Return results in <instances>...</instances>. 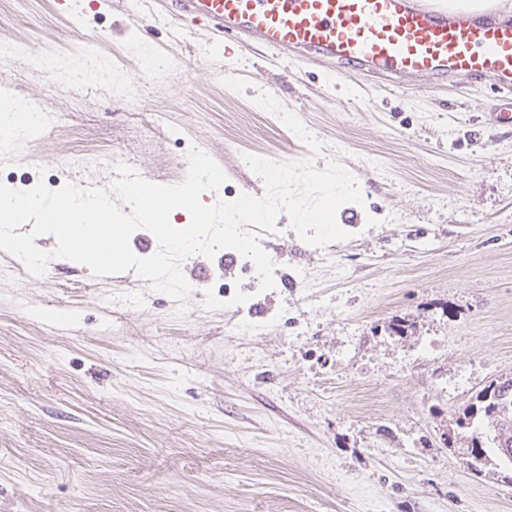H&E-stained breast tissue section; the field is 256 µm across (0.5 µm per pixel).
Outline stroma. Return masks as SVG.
Segmentation results:
<instances>
[{"mask_svg":"<svg viewBox=\"0 0 512 512\" xmlns=\"http://www.w3.org/2000/svg\"><path fill=\"white\" fill-rule=\"evenodd\" d=\"M0 0V90L51 118L0 152L10 187L110 188L116 164L265 194L244 154L342 164L362 204L335 263L279 214L283 285L181 270L186 311L138 275L0 253V512H512V464L469 468L441 433L512 374V129L493 80L400 87L227 50L140 0ZM263 92L324 148L255 105ZM204 278H195L198 267ZM259 333L241 335L242 319ZM436 347L420 348L427 340Z\"/></svg>","mask_w":512,"mask_h":512,"instance_id":"stroma-1","label":"stroma"}]
</instances>
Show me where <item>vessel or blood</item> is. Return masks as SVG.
<instances>
[{
    "label": "vessel or blood",
    "instance_id": "obj_1",
    "mask_svg": "<svg viewBox=\"0 0 512 512\" xmlns=\"http://www.w3.org/2000/svg\"><path fill=\"white\" fill-rule=\"evenodd\" d=\"M189 30L399 82L493 76L512 88V15L438 6L436 0H170Z\"/></svg>",
    "mask_w": 512,
    "mask_h": 512
}]
</instances>
